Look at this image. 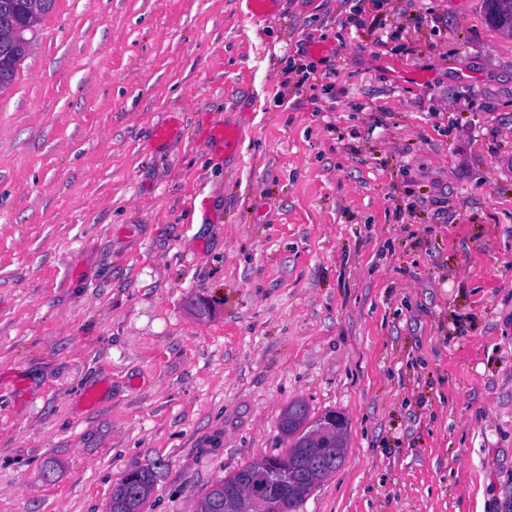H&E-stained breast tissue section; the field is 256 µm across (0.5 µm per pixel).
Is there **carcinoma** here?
<instances>
[{
  "instance_id": "carcinoma-1",
  "label": "carcinoma",
  "mask_w": 512,
  "mask_h": 512,
  "mask_svg": "<svg viewBox=\"0 0 512 512\" xmlns=\"http://www.w3.org/2000/svg\"><path fill=\"white\" fill-rule=\"evenodd\" d=\"M55 0H0V89L10 86L17 66L27 55L29 41L25 33L33 31L52 10ZM488 23L512 37V0H483ZM322 420L310 421V411L302 401L289 405L280 419V427L289 438V448L270 460L263 457L244 465L236 473L218 480L198 504L200 512H251L240 497L242 483L261 472H288V512L299 507L312 491L336 472L345 458L346 436L336 447H317L314 435ZM152 475L137 470L123 477L112 492L109 512H141L151 496Z\"/></svg>"
}]
</instances>
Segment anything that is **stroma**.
I'll return each mask as SVG.
<instances>
[{"label": "stroma", "instance_id": "stroma-1", "mask_svg": "<svg viewBox=\"0 0 512 512\" xmlns=\"http://www.w3.org/2000/svg\"><path fill=\"white\" fill-rule=\"evenodd\" d=\"M356 4L55 0L0 90V512H196L296 400L347 422L299 512H512V38ZM152 489L153 479L150 473L142 470L133 471L125 475L112 492L107 511L141 512L151 496Z\"/></svg>", "mask_w": 512, "mask_h": 512}]
</instances>
